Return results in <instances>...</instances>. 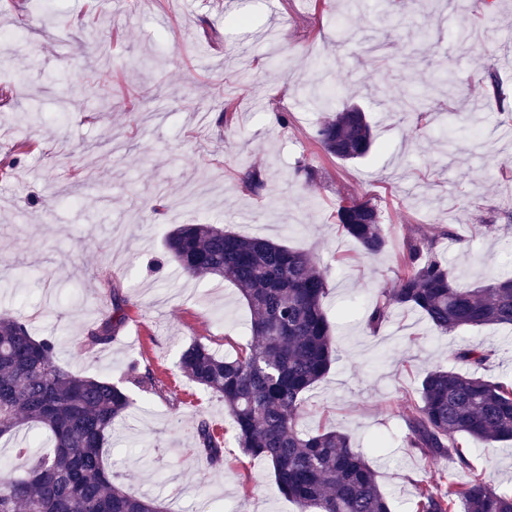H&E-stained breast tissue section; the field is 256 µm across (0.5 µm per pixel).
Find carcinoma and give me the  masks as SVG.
I'll return each mask as SVG.
<instances>
[{
  "label": "carcinoma",
  "mask_w": 512,
  "mask_h": 512,
  "mask_svg": "<svg viewBox=\"0 0 512 512\" xmlns=\"http://www.w3.org/2000/svg\"><path fill=\"white\" fill-rule=\"evenodd\" d=\"M316 137L342 161L362 158L374 145L357 106L325 116ZM336 224L366 255L387 245L381 212L369 201L338 206ZM453 235V228H442L405 242L395 287L373 305L371 332L397 308L420 310L444 334L512 325V277L479 288L457 286L435 251L439 237ZM165 248L185 275L233 283L249 309L252 340L235 357L192 342L180 358L192 383L224 400L243 455L268 464L279 493L300 512H391L374 470L346 434L306 432L297 425L306 392L327 374L335 352L324 308L326 270L306 250L215 224L178 225ZM115 327L103 323L90 333L89 344L110 343ZM490 357L480 344L455 354L477 369ZM418 396L405 419L407 442L426 463L448 455L471 470L462 439H512V382L437 367L424 375ZM130 406L129 395L112 382L60 365L54 340L38 339L20 319L0 314V439L25 436L15 452L27 458L22 473L0 472V512H166L156 499L128 492L105 462L112 425ZM39 436L50 452L33 451ZM195 451L213 463L223 457L224 440L205 420L196 428ZM413 512H512V494L474 473L464 483L419 487Z\"/></svg>",
  "instance_id": "cac0c4a2"
}]
</instances>
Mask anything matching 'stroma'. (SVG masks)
<instances>
[{
	"label": "stroma",
	"mask_w": 512,
	"mask_h": 512,
	"mask_svg": "<svg viewBox=\"0 0 512 512\" xmlns=\"http://www.w3.org/2000/svg\"><path fill=\"white\" fill-rule=\"evenodd\" d=\"M430 2L0 0V38L11 40L0 49V279L11 282L0 312L53 338L61 365L129 393L106 461L130 492L168 512H299L269 466L243 458L223 400L178 366L191 342L230 357L250 338L237 288L184 275L165 251L175 225L199 223L310 251L328 272L336 355L305 395L301 429L347 433L392 512H412L420 483L468 480L451 458L420 462L405 415L425 370L465 371L454 354L471 343L495 351L487 377L512 381V326L444 336L398 309L368 329L396 282V253L422 231L454 225L439 248L464 285L512 274V68L499 64L512 0L479 11ZM446 70L453 86L436 87ZM301 81L333 92L334 109L365 110L367 157L323 152L314 133L326 106ZM249 170L259 189L243 184ZM355 198L384 216L377 256L336 224L340 201ZM116 313L111 343L88 346ZM202 420L224 437L220 464L191 452ZM465 452L512 493V441L470 440Z\"/></svg>",
	"instance_id": "obj_1"
}]
</instances>
